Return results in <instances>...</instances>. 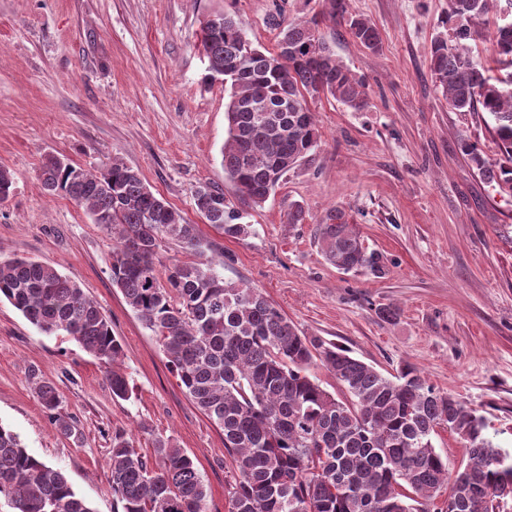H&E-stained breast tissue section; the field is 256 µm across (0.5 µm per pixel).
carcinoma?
<instances>
[{
	"mask_svg": "<svg viewBox=\"0 0 512 512\" xmlns=\"http://www.w3.org/2000/svg\"><path fill=\"white\" fill-rule=\"evenodd\" d=\"M500 2L450 0L451 39L434 40L430 70L452 110L483 113L499 159L489 161L468 140L462 152L490 185L512 194V30L490 33L494 66L469 52ZM319 5L303 22L286 20L279 8L271 13L267 24L277 31L271 50L254 46L226 13L202 29V80L220 79L230 89L224 175L255 207L318 146L308 98L324 95L356 112L369 104L365 83L336 59L320 25H344L372 51L381 43L377 27L349 13L347 0ZM41 182L47 194L68 197L112 235V286L156 336L186 394L224 433L228 512H495L500 489L512 484V458L501 457L482 417L437 390L418 367L406 363L397 376H385L345 347L304 334L260 290L224 280L211 262L177 264L161 276L164 243L193 256L213 243L118 156L92 172L47 154ZM194 202L222 235L251 233L223 191L201 185ZM314 239L337 268L381 273L379 255L363 245L342 206L315 225ZM2 300L41 332L77 342L106 366L112 397H130L122 344L76 280L44 262L0 260ZM318 366L347 399L322 387ZM37 396L55 428L73 436L55 386L39 383ZM440 429L465 448L466 463L452 479L448 459L433 443ZM154 457L152 466L133 439L112 436L108 481L122 512H206L207 492L193 459L168 437L155 440ZM2 499L14 512H93L64 473L29 453L0 423Z\"/></svg>",
	"mask_w": 512,
	"mask_h": 512,
	"instance_id": "cac0c4a2",
	"label": "carcinoma"
}]
</instances>
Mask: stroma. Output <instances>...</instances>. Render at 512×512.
Returning a JSON list of instances; mask_svg holds the SVG:
<instances>
[{"label":"stroma","instance_id":"obj_1","mask_svg":"<svg viewBox=\"0 0 512 512\" xmlns=\"http://www.w3.org/2000/svg\"><path fill=\"white\" fill-rule=\"evenodd\" d=\"M288 20L316 0H0V166L14 174L0 202V258L29 257L75 279L123 346L133 388L116 400L99 361L62 335L47 336L0 302V423L66 474L94 512H121L107 482L112 437L123 432L152 458L157 436L195 462L207 512H227L224 434L191 401L153 333L111 279L113 241L83 208L47 195L40 165L53 153L85 169L119 155L157 196L215 243L225 280L263 292L303 332L392 374L417 366L487 423L512 454V195L462 154V140L498 152L481 118L451 110L430 71L447 34L448 0H349L373 21L379 51L344 28L322 26L338 59L366 84L367 109L310 100L320 142L259 207L240 203L224 175L228 93L203 83L201 28L229 13L254 45L273 48L275 6ZM237 204L246 237L217 232L198 213L199 185ZM305 221L289 225V202ZM345 208L382 273L327 263L313 228ZM52 383L77 436L51 424L35 380Z\"/></svg>","mask_w":512,"mask_h":512}]
</instances>
